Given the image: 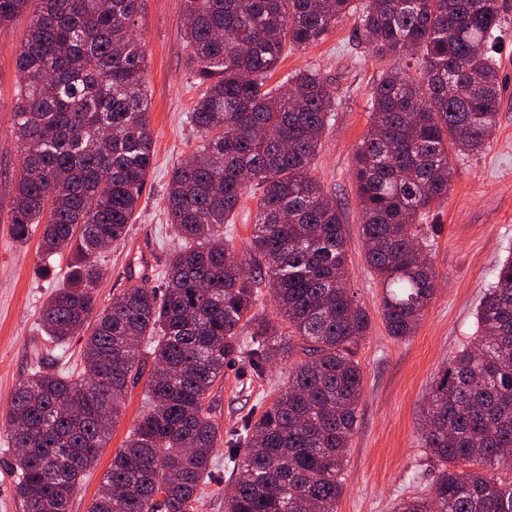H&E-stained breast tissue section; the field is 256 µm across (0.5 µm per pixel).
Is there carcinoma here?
<instances>
[{
  "instance_id": "1",
  "label": "carcinoma",
  "mask_w": 512,
  "mask_h": 512,
  "mask_svg": "<svg viewBox=\"0 0 512 512\" xmlns=\"http://www.w3.org/2000/svg\"><path fill=\"white\" fill-rule=\"evenodd\" d=\"M183 0L187 59L202 87L190 115L201 143L177 165L166 205L178 238L162 289L133 285L102 309L101 252L125 239L154 165L141 0H0V30L32 11L17 69L13 131L22 147L12 195L19 242L44 225L49 259L69 275L43 307L45 336H85L86 375L37 371L3 422L26 512H70L121 416L129 380L152 357L148 409L112 458L90 512H194L214 449L236 475L224 512H334L357 422L355 347L371 319L348 288L343 215L312 165L336 96L320 73L269 87L286 46L321 40L349 15L376 54L416 55L417 74L382 73L372 125L354 155L365 259L383 288L389 336L413 335L437 275L421 223L448 197L453 152L489 142L500 105L492 44L509 0ZM259 190L243 266L224 237L241 198ZM276 316L257 315V278ZM477 336L439 371L422 447L440 471L394 512H512V257L476 313ZM303 359L271 404L224 438L207 395L224 363L256 373Z\"/></svg>"
}]
</instances>
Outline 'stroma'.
Masks as SVG:
<instances>
[{"label": "stroma", "instance_id": "obj_1", "mask_svg": "<svg viewBox=\"0 0 512 512\" xmlns=\"http://www.w3.org/2000/svg\"><path fill=\"white\" fill-rule=\"evenodd\" d=\"M183 17V0L141 2L138 29L146 49L155 159L127 238L101 255L107 270L97 294L101 308L132 285L161 286V273L177 244L166 187L173 166L188 160L199 143L189 120L199 89L187 63ZM29 22V15H22L0 32V421L16 386L34 372L78 376L85 369L81 337L59 345L40 328L46 300L66 277L67 255L53 256L55 273L43 276L41 227H34L24 243L10 232L13 184L21 165V147L12 131L16 59ZM492 55L501 88L497 125L483 152L452 157L448 197L427 218L434 236L431 259L439 275L436 292L414 334L403 340L391 338L381 319L383 289L365 263L353 172L354 152L370 126L374 84L394 58L375 54L362 43L349 19L318 44L286 49L270 77L276 84L288 73L311 68L336 95L333 127L315 159L314 173L343 211L350 241L348 286L371 318L370 333L355 354L364 374L363 394L336 512H393L397 501L421 494L438 475L419 433L430 387L449 357L475 336L483 293L499 262L512 257V29L496 39ZM258 203V192L244 195L224 227L237 254L246 252ZM289 370L288 362L275 359L259 375L246 360H229L208 395L220 429L231 433L256 403L271 402L287 387ZM147 382L143 375L130 383L122 416L97 467L75 494L71 512H88L103 473L146 408ZM234 479L224 465L223 449H216L212 476L195 512H224Z\"/></svg>", "mask_w": 512, "mask_h": 512}]
</instances>
